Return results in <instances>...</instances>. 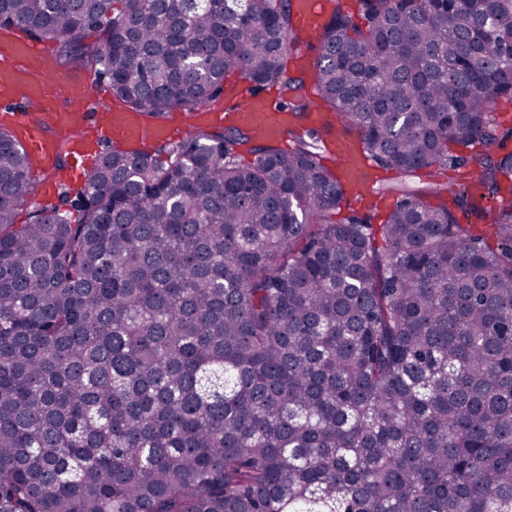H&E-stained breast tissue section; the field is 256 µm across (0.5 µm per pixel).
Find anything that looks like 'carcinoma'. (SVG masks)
Listing matches in <instances>:
<instances>
[{
  "label": "carcinoma",
  "mask_w": 512,
  "mask_h": 512,
  "mask_svg": "<svg viewBox=\"0 0 512 512\" xmlns=\"http://www.w3.org/2000/svg\"><path fill=\"white\" fill-rule=\"evenodd\" d=\"M356 2L310 64L324 126L405 178L465 168L397 187L383 224L333 218L349 185L315 131L197 126L17 224L32 164L0 128V512H512V0ZM293 12L0 0V28L88 53L143 117L192 118L236 72L301 118ZM459 169L453 161H448L442 168H435L432 170H423L418 175L419 177L413 178V184L417 186H424L430 182H451L459 178Z\"/></svg>",
  "instance_id": "cac0c4a2"
}]
</instances>
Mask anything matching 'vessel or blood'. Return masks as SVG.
I'll return each mask as SVG.
<instances>
[{
  "instance_id": "b4317fda",
  "label": "vessel or blood",
  "mask_w": 512,
  "mask_h": 512,
  "mask_svg": "<svg viewBox=\"0 0 512 512\" xmlns=\"http://www.w3.org/2000/svg\"><path fill=\"white\" fill-rule=\"evenodd\" d=\"M322 13L321 0H298L297 23L310 39L319 36ZM49 58L42 42L13 30L0 33V122L10 127L34 165H56V131L60 128L67 134L71 173L75 176L95 162L88 149L91 142L136 146L147 139L171 136L169 126H146L138 114L123 108L89 119L92 101L101 97L99 87L74 82L65 75L47 74ZM20 93L38 103L41 120H33L17 105L16 96ZM198 118L208 125L247 127L270 139L281 137L293 120L288 111L272 110L258 93L241 96L229 109L219 102L204 104L198 110ZM335 159L339 169L360 191L369 189L363 167L349 142L337 141Z\"/></svg>"
}]
</instances>
